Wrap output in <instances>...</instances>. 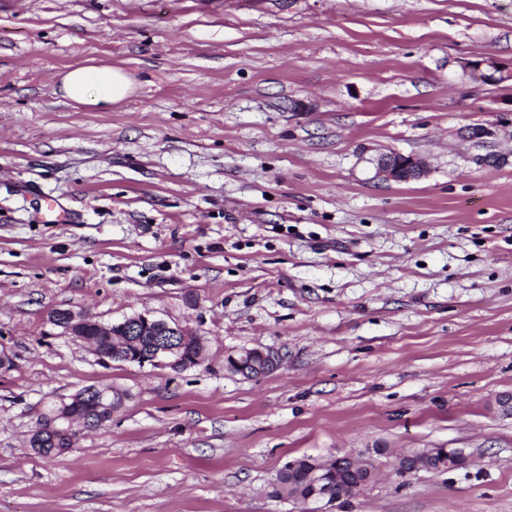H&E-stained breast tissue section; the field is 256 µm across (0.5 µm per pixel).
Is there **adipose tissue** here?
<instances>
[{"mask_svg":"<svg viewBox=\"0 0 512 512\" xmlns=\"http://www.w3.org/2000/svg\"><path fill=\"white\" fill-rule=\"evenodd\" d=\"M132 90L131 79L118 68L81 66L62 78L65 97L78 104L109 106L126 99Z\"/></svg>","mask_w":512,"mask_h":512,"instance_id":"ef3b65f1","label":"adipose tissue"}]
</instances>
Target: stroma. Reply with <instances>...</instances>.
I'll list each match as a JSON object with an SVG mask.
<instances>
[{
    "mask_svg": "<svg viewBox=\"0 0 512 512\" xmlns=\"http://www.w3.org/2000/svg\"><path fill=\"white\" fill-rule=\"evenodd\" d=\"M83 65L132 94L70 102ZM387 151L428 174L376 178ZM55 308L149 312L205 355L105 365ZM255 347L281 367L226 369ZM1 351L0 512H305L271 495L288 460L372 448L340 512H512V0H0ZM87 386L122 406L36 454ZM408 448L470 464L401 485ZM62 91L66 98L78 104L111 106L131 94L133 83L118 68L81 66L65 73Z\"/></svg>",
    "mask_w": 512,
    "mask_h": 512,
    "instance_id": "stroma-1",
    "label": "stroma"
}]
</instances>
